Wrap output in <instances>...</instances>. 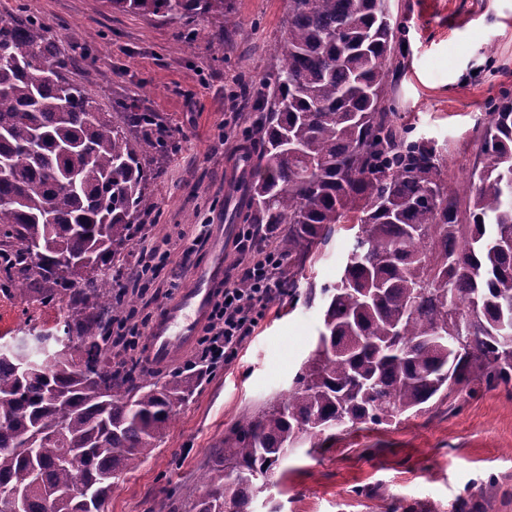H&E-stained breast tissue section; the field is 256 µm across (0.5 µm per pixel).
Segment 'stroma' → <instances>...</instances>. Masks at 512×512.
Segmentation results:
<instances>
[{
    "label": "stroma",
    "instance_id": "stroma-1",
    "mask_svg": "<svg viewBox=\"0 0 512 512\" xmlns=\"http://www.w3.org/2000/svg\"><path fill=\"white\" fill-rule=\"evenodd\" d=\"M223 19L165 23L111 9L107 0H0V14H38L70 58L69 76L87 84L105 112L133 104L167 131L150 186L154 210L127 247L132 280L141 246L161 257L135 306L151 313L177 300L196 267L224 251V275L240 278L236 250L246 232L227 216L243 208L235 185L244 137L254 134L260 84L281 64L288 0H233ZM395 51L388 96L398 123L435 143L449 189L482 155L476 128L492 103L512 98V0H388ZM352 236L332 241L298 273L295 296L279 294L238 356L220 370L197 368V347L173 361L143 357L148 381L191 374L189 399L152 453L120 475L108 512H188L203 491L213 451L243 419L285 398L322 327V297L335 284ZM62 300L33 307L0 297V340L38 356L39 335L63 321ZM254 512H512V388L475 381L468 392L432 400L426 411L339 431L328 444H302L280 461Z\"/></svg>",
    "mask_w": 512,
    "mask_h": 512
}]
</instances>
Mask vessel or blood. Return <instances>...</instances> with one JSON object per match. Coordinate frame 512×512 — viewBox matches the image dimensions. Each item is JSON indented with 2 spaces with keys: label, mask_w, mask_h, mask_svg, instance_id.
Listing matches in <instances>:
<instances>
[{
  "label": "vessel or blood",
  "mask_w": 512,
  "mask_h": 512,
  "mask_svg": "<svg viewBox=\"0 0 512 512\" xmlns=\"http://www.w3.org/2000/svg\"><path fill=\"white\" fill-rule=\"evenodd\" d=\"M224 276V261L197 271L193 284L179 300L169 304L156 318L147 342L151 359L164 363L184 352L195 341L215 296L214 287Z\"/></svg>",
  "instance_id": "1"
}]
</instances>
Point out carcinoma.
<instances>
[{"mask_svg":"<svg viewBox=\"0 0 512 512\" xmlns=\"http://www.w3.org/2000/svg\"><path fill=\"white\" fill-rule=\"evenodd\" d=\"M187 24L233 0H107ZM283 62L258 92L260 162L229 223L283 227L302 270L337 226L355 231L342 275L321 289L315 350L283 402L233 429L189 512H253L288 448L379 425L475 378L512 385V99L487 112L485 162L452 194L434 144L394 121V31L385 0H288ZM34 14L0 15V293L67 297L63 335L32 360L0 351V512H106L122 473L153 451L189 397L112 368V303L165 128L122 104L101 111ZM468 205L459 220L458 197ZM42 262L33 264V256ZM83 474L89 496L73 494Z\"/></svg>","mask_w":512,"mask_h":512,"instance_id":"1","label":"carcinoma"}]
</instances>
